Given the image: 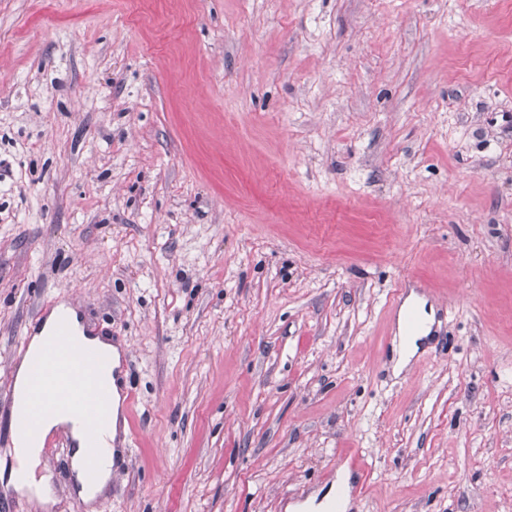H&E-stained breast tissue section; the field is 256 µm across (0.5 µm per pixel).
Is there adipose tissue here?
<instances>
[{"label": "adipose tissue", "mask_w": 512, "mask_h": 512, "mask_svg": "<svg viewBox=\"0 0 512 512\" xmlns=\"http://www.w3.org/2000/svg\"><path fill=\"white\" fill-rule=\"evenodd\" d=\"M62 315L67 316L69 320L73 342L96 348L106 355L107 363L103 370V379L108 387L111 402L109 419L104 428L94 430L75 420L70 413L57 411L37 416L36 424L41 436L46 437L59 431L69 435L73 445L74 488L78 496L92 510L110 487L114 457L119 453L117 445L121 420L118 408L120 389L117 376L121 366V349L113 344L110 337L88 331L75 306L67 302L58 303L41 325L32 332L26 352L16 367L14 385L19 391H28L33 364L47 357L49 335L55 328L59 316ZM92 439L99 440L105 450V456L97 463L94 477L90 478L86 475L84 461L88 442ZM9 453L14 465L0 490L7 494L34 495L44 507H51L53 497L48 491L50 479L42 473L40 468L42 457L40 447L35 444L24 448L16 445L10 448Z\"/></svg>", "instance_id": "ef3b65f1"}]
</instances>
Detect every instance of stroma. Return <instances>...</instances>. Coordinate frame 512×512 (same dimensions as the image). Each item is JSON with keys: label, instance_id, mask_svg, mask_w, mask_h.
<instances>
[{"label": "stroma", "instance_id": "obj_1", "mask_svg": "<svg viewBox=\"0 0 512 512\" xmlns=\"http://www.w3.org/2000/svg\"><path fill=\"white\" fill-rule=\"evenodd\" d=\"M61 301L137 399L97 512H512V0H0V453Z\"/></svg>", "mask_w": 512, "mask_h": 512}]
</instances>
